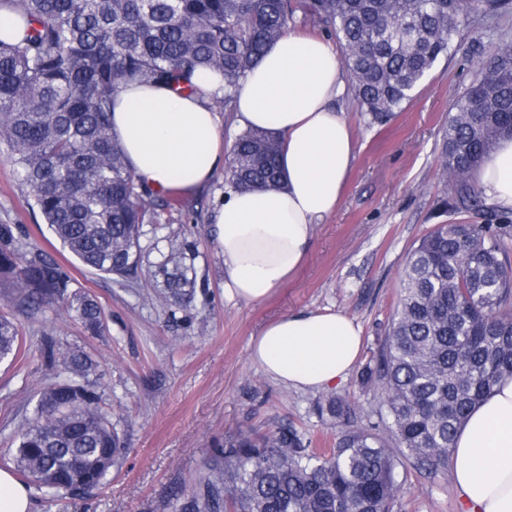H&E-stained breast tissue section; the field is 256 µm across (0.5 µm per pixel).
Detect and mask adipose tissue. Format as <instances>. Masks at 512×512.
Here are the masks:
<instances>
[{"label":"adipose tissue","instance_id":"adipose-tissue-1","mask_svg":"<svg viewBox=\"0 0 512 512\" xmlns=\"http://www.w3.org/2000/svg\"><path fill=\"white\" fill-rule=\"evenodd\" d=\"M199 86L191 96L139 86L117 97L112 131L144 186L193 196L223 164L219 117L208 105L219 84ZM343 90L336 48L293 33L266 50L240 88L237 121L277 136L283 184L230 190L217 209L227 298L256 302L270 295L305 260L315 224L339 207L355 161L350 125L334 104ZM474 182L492 204L512 210L511 138L484 160ZM361 345L351 317L308 311L269 323L253 337L251 357L281 386L323 391L347 379ZM451 465L466 512H512V377L470 411L455 436Z\"/></svg>","mask_w":512,"mask_h":512}]
</instances>
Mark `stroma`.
Segmentation results:
<instances>
[{"mask_svg": "<svg viewBox=\"0 0 512 512\" xmlns=\"http://www.w3.org/2000/svg\"><path fill=\"white\" fill-rule=\"evenodd\" d=\"M461 26L447 57L416 88L402 111L369 123L353 90L339 99L353 129L356 159L336 212L315 228L310 254L288 280L258 302L224 295V260L215 244L214 214L226 193L225 171L195 197L165 193L160 224L142 228L138 278L108 276L78 263L29 204L5 154H0V224L50 252L102 306L105 330L87 334L64 307L20 315L23 339L16 359L0 363V455L9 435L31 416L36 388L55 375L41 353L44 335L88 354L100 373V404L123 432L126 453L107 484L82 499L33 494L34 512H156L174 484L194 487L206 474L215 439L241 430L268 432L294 424L327 451L336 444L330 416L315 411L328 395L344 397L357 423L373 417L380 391L360 383L378 354L398 305L399 276L413 245L437 224L502 222L490 204L459 211L442 177L443 128L456 99L480 76L472 28ZM174 254L196 281L189 302L161 298L158 269ZM340 311L362 327L363 345L347 380L331 391H296L274 384L251 358L254 336L271 321L300 311ZM393 512H463L452 473L399 472Z\"/></svg>", "mask_w": 512, "mask_h": 512, "instance_id": "1", "label": "stroma"}]
</instances>
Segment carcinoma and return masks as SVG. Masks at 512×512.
Wrapping results in <instances>:
<instances>
[{"label": "carcinoma", "instance_id": "cac0c4a2", "mask_svg": "<svg viewBox=\"0 0 512 512\" xmlns=\"http://www.w3.org/2000/svg\"><path fill=\"white\" fill-rule=\"evenodd\" d=\"M25 23L22 40L0 39V145L61 248L83 266L131 277L143 224L164 202L143 186L112 133L120 89L161 84L197 91L235 111L236 93L275 41L297 24L330 23L360 111L380 122L450 50L475 16L494 20L512 0H0ZM488 72L454 102L443 135L452 206L470 210L481 191L472 169L512 138V39L498 38ZM280 143L245 129L232 148V188L280 184ZM0 224V288L31 313L62 302L86 332L104 330L96 299L47 251ZM167 293L195 288L183 263H163ZM22 327L0 313V362L15 358ZM56 377L39 386L31 417L10 435L8 458L44 496L87 494L125 452L100 406L96 363L44 340ZM512 376V224H437L409 251L397 312L362 379L382 391L384 438L345 419L336 396L318 404L338 420L330 455L296 427L239 432L217 443L208 473L177 487L160 512H392L396 469L447 470L469 411Z\"/></svg>", "mask_w": 512, "mask_h": 512}]
</instances>
